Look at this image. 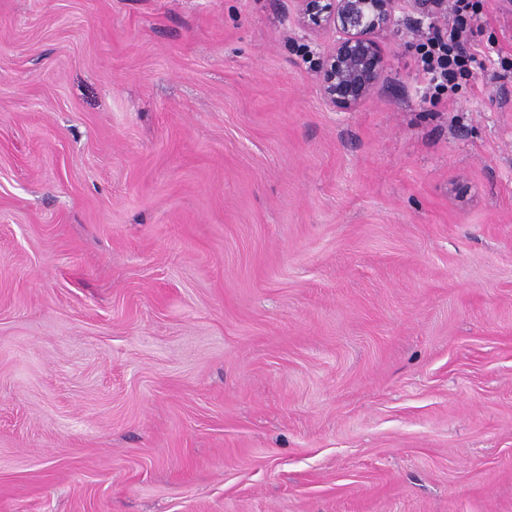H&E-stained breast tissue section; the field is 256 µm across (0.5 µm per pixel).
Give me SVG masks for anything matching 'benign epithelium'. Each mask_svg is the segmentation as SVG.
<instances>
[{"label": "benign epithelium", "mask_w": 512, "mask_h": 512, "mask_svg": "<svg viewBox=\"0 0 512 512\" xmlns=\"http://www.w3.org/2000/svg\"><path fill=\"white\" fill-rule=\"evenodd\" d=\"M294 19L308 34L330 33L333 43L318 59L315 81L330 108L353 112L384 84L386 59L381 36L414 13L432 27L448 26L450 0H292Z\"/></svg>", "instance_id": "benign-epithelium-1"}]
</instances>
